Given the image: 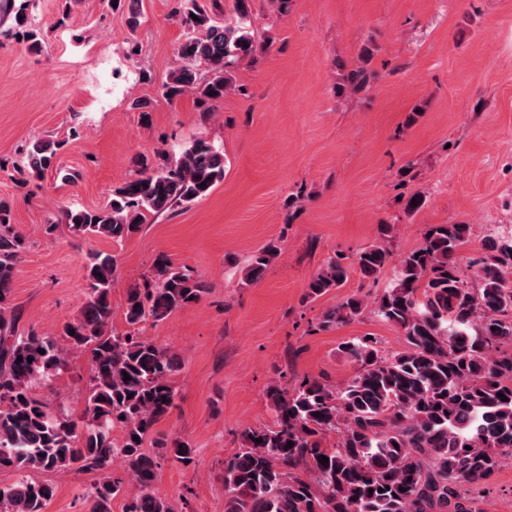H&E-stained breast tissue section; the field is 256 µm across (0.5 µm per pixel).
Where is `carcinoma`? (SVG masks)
Returning a JSON list of instances; mask_svg holds the SVG:
<instances>
[{"instance_id":"1","label":"carcinoma","mask_w":512,"mask_h":512,"mask_svg":"<svg viewBox=\"0 0 512 512\" xmlns=\"http://www.w3.org/2000/svg\"><path fill=\"white\" fill-rule=\"evenodd\" d=\"M249 2L234 0L231 24L218 18L220 0H178L185 40L179 65L162 85L166 100L191 93L202 112L215 111L232 88L229 67L255 52L244 26ZM348 82L362 91L370 74L353 70ZM55 154L54 143L33 141L21 172L42 176ZM223 180L224 149L209 141L160 150L151 162L137 161L105 207L65 209L44 233L54 235L62 222L75 238L121 242L149 215L197 203ZM11 212V202L0 198V471L17 474L0 485V512H45L56 485L34 477L44 470L98 474L90 512H111L119 495L127 499L125 512H186L156 482L164 463L187 467L196 449L155 432L175 407L173 378L184 359L140 336L138 327L199 303L207 284L157 255L151 274L127 291L126 329L119 332L112 326L117 258L90 252L80 314L57 336L21 330L12 288L26 238L11 224ZM468 236L467 224L432 226L370 303L402 332L401 350L387 353L377 339L357 337L340 346L355 364L347 380L307 376L291 389L277 378L267 385L271 423L242 431L240 447L224 460V512H482L487 481L512 462V231L489 237L469 274L459 256ZM279 255L272 242L262 247L244 279L257 281ZM390 257L385 246L372 244L350 263L330 259L310 278L306 297L344 286L355 270L375 280ZM370 304L347 296L322 315L317 330L343 325ZM75 355L90 365L77 418L37 394ZM335 433L340 440L326 447ZM116 455L125 464L120 473L112 470Z\"/></svg>"}]
</instances>
